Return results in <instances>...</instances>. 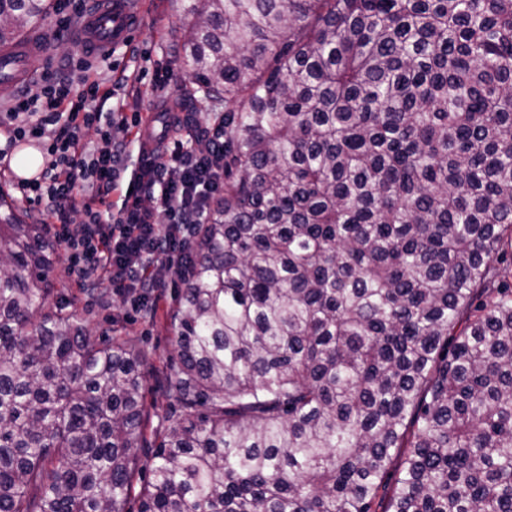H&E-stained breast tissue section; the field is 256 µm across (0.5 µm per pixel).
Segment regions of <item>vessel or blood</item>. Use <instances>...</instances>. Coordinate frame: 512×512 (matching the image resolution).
I'll return each mask as SVG.
<instances>
[{"label": "vessel or blood", "mask_w": 512, "mask_h": 512, "mask_svg": "<svg viewBox=\"0 0 512 512\" xmlns=\"http://www.w3.org/2000/svg\"><path fill=\"white\" fill-rule=\"evenodd\" d=\"M97 6L87 13L74 41L82 52L99 53L131 41L141 14L138 0H96ZM48 43L43 38H30L0 46V97L29 83L35 72L33 60L45 58Z\"/></svg>", "instance_id": "obj_1"}]
</instances>
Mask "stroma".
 I'll return each mask as SVG.
<instances>
[{"label": "stroma", "instance_id": "stroma-1", "mask_svg": "<svg viewBox=\"0 0 512 512\" xmlns=\"http://www.w3.org/2000/svg\"><path fill=\"white\" fill-rule=\"evenodd\" d=\"M144 23L135 33L132 43L148 53L147 58L124 56L122 63L130 73L141 70L153 71L167 68L173 78L168 87V99L186 98L192 88L190 74L181 57L171 56L169 48L177 44L187 24L180 0H143ZM152 273L166 288L158 302L153 317H146L132 310L121 297L99 298L80 288L67 275L63 263H56L51 274L53 292L50 304H60L76 314L97 336H118L135 343L147 357L145 383V409L148 414L146 433L154 435L171 406L165 398L164 388L173 374L174 346L169 330L168 311L172 303L173 289L177 281L174 265L156 262Z\"/></svg>", "mask_w": 512, "mask_h": 512}]
</instances>
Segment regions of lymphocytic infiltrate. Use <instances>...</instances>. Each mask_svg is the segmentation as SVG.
I'll list each match as a JSON object with an SVG mask.
<instances>
[{"instance_id": "f902f5d3", "label": "lymphocytic infiltrate", "mask_w": 512, "mask_h": 512, "mask_svg": "<svg viewBox=\"0 0 512 512\" xmlns=\"http://www.w3.org/2000/svg\"><path fill=\"white\" fill-rule=\"evenodd\" d=\"M130 79L108 54L78 56L63 73L44 67L34 80L39 93L17 94L0 109L9 133L0 158L16 142L41 141L42 174L19 189L36 206L67 272L90 292L103 290L144 308L156 305L162 288L148 266L184 261L194 226L206 223L213 201L224 194V120L186 135L178 113H170L171 142L135 155L142 117L115 121L101 110ZM116 125L122 136L113 134ZM90 128L93 143L83 137ZM132 175L139 183L134 195L125 190ZM80 190L89 201L77 225L69 203Z\"/></svg>"}]
</instances>
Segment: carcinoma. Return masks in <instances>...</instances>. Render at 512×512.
<instances>
[{
  "label": "carcinoma",
  "instance_id": "1",
  "mask_svg": "<svg viewBox=\"0 0 512 512\" xmlns=\"http://www.w3.org/2000/svg\"><path fill=\"white\" fill-rule=\"evenodd\" d=\"M49 6L0 0V46ZM183 11L224 197L138 512H512V0ZM55 263L0 202V512H124L145 356L48 308Z\"/></svg>",
  "mask_w": 512,
  "mask_h": 512
}]
</instances>
